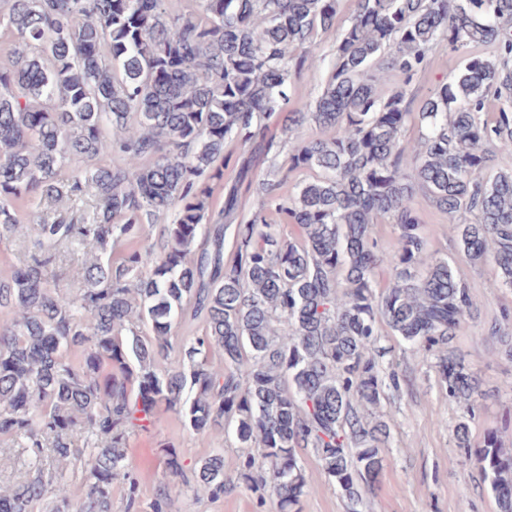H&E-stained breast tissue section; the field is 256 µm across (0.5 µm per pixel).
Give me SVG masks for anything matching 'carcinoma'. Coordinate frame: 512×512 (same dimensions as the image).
<instances>
[{"mask_svg": "<svg viewBox=\"0 0 512 512\" xmlns=\"http://www.w3.org/2000/svg\"><path fill=\"white\" fill-rule=\"evenodd\" d=\"M164 2L0 0V29L13 35L12 64L0 66V239L19 201L86 189L96 200L89 223L38 225L37 254L0 278V308L16 314L0 329V436L80 462L81 512H112L117 480L129 483L125 512H141L127 445L162 407L196 434L231 425L248 449L232 475L221 452L187 470L167 451L179 492L218 498L243 487L272 512H300L310 450L358 512L392 438L373 412L383 389L378 325L435 357L448 398L469 406L478 388L451 347L471 312L469 287L445 259L419 268L427 240L416 193L470 215L456 225L462 256L492 258L512 288V0H355L308 113L288 111L290 78L315 64L313 40L334 25L338 0H198L174 14ZM439 42L466 63L414 112L406 87ZM485 43L494 58L469 56ZM379 70L402 86L380 94ZM491 96L493 124L481 117ZM274 112L288 136L308 121L335 131L295 139L289 170L322 175L286 195L283 178L253 184V157L224 158L228 139L263 147L262 120ZM411 123L420 133L412 151L402 140ZM114 150L124 164L97 163ZM231 163L238 181L214 218L211 183ZM243 188L299 237H282L260 212L234 223ZM174 206L163 250L143 245L112 262L143 219ZM380 217L398 231L388 252L373 237ZM230 228L236 254L226 262ZM75 239L99 254L69 295L48 269L52 249ZM195 248L197 260L185 261ZM382 268L391 278L379 290ZM189 306L205 334L161 369ZM453 434L500 512H512V448L491 433L472 449L466 420ZM42 500L66 512L64 485L37 468L0 494V512H32Z\"/></svg>", "mask_w": 512, "mask_h": 512, "instance_id": "1", "label": "carcinoma"}]
</instances>
